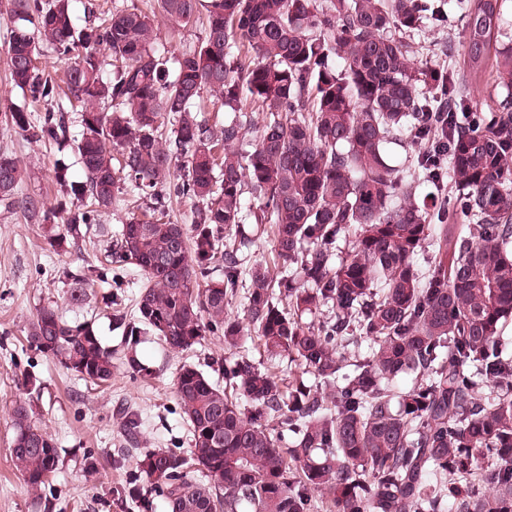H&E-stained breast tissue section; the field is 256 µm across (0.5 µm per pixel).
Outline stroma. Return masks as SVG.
I'll use <instances>...</instances> for the list:
<instances>
[{
	"label": "stroma",
	"mask_w": 512,
	"mask_h": 512,
	"mask_svg": "<svg viewBox=\"0 0 512 512\" xmlns=\"http://www.w3.org/2000/svg\"><path fill=\"white\" fill-rule=\"evenodd\" d=\"M12 26L11 2L0 0V156L20 161L24 169L21 193L52 207L63 197L54 179L55 159L64 158L72 179H81L82 170L72 148L57 150L11 127L12 110L28 105L27 97L11 82L7 44ZM463 26L459 19L450 29L429 25L407 35L415 63L461 70ZM47 229L46 222L24 213L0 211V512H168L164 497L155 492L149 493L146 509L139 502L117 499L115 487L138 471L135 457L117 458L123 443L118 406L138 413L142 448L165 451L177 447L185 452L189 433L174 387L182 366H195L220 382L224 364L242 357L281 377L295 365L287 357L270 355L251 337L233 352L225 351L218 337L209 336L202 344L175 354L148 336L139 345L138 355L153 371L152 379L143 380L122 365L109 383L99 387L86 384L31 347L26 328L37 308L51 304L69 320L92 321L103 344L112 348L115 357H122L123 332L111 314L99 308L102 295L112 290L111 281H94L84 303L69 299L73 273L97 266L109 242L94 236L58 253L46 241ZM29 378L36 379V387L26 386ZM26 401L32 402L59 453L55 477L35 494L27 491L10 456L14 437L10 414L14 406ZM90 453L99 461L97 469L84 465Z\"/></svg>",
	"instance_id": "1"
}]
</instances>
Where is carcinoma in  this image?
<instances>
[{
	"label": "carcinoma",
	"mask_w": 512,
	"mask_h": 512,
	"mask_svg": "<svg viewBox=\"0 0 512 512\" xmlns=\"http://www.w3.org/2000/svg\"><path fill=\"white\" fill-rule=\"evenodd\" d=\"M507 0H158L178 28L202 23L204 39L169 71L157 20L137 6L75 25L71 0H12L7 54L13 84L49 105L13 127L38 141L69 138L63 102L79 109L75 140L84 178L57 159L70 204L50 247L99 233L120 185L150 205L110 241L96 277L124 285L143 272L137 318L106 299L124 326L123 364L146 371L141 337L182 352L209 334L236 350L252 332L300 372L275 378L242 357L226 387L183 366L175 392L191 448L139 452L148 488L169 512H512V39ZM464 11L463 67L475 84L506 95L469 104L451 71L416 67L395 32L444 25ZM34 29H29V25ZM70 64L60 98L38 67L39 48ZM114 75L103 77L100 52ZM224 111L215 129L199 106ZM250 102L254 112L244 110ZM407 135L428 181L446 196L419 198L392 165L388 144ZM197 203L192 223L166 220L162 188ZM23 169L0 157V207L36 212L18 194ZM466 224H450L455 217ZM243 224L274 229L288 273L248 271L245 321L233 314ZM355 232L346 249L337 243ZM436 242L427 278L414 256ZM288 301L290 311L279 307ZM322 306L328 314L303 315ZM32 346L95 386L112 380V349L88 322L44 305L27 328ZM369 342L370 354L348 347ZM409 376L405 391L394 381ZM132 448L139 419L117 410ZM12 462L38 491L58 466L52 435L32 408L14 407ZM200 471L206 482L191 475Z\"/></svg>",
	"instance_id": "carcinoma-1"
}]
</instances>
